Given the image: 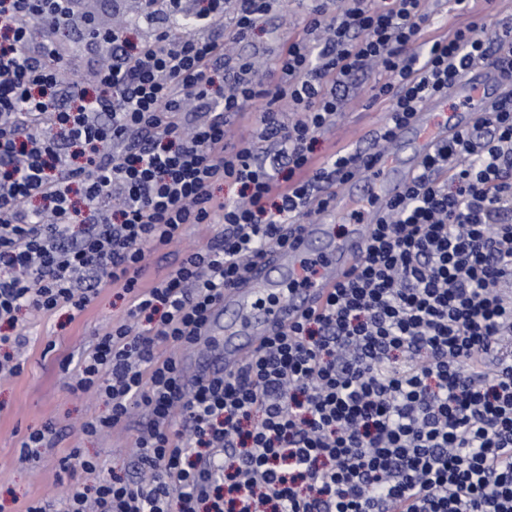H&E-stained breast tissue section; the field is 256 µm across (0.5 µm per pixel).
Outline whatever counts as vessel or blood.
<instances>
[{"mask_svg":"<svg viewBox=\"0 0 512 512\" xmlns=\"http://www.w3.org/2000/svg\"><path fill=\"white\" fill-rule=\"evenodd\" d=\"M452 90L459 97L477 99L479 109L485 110L502 96L503 80L496 67L486 65L475 69L472 78L457 81ZM445 102L442 95L432 98L398 130L397 144L413 145L410 158L396 153L370 158L369 166L377 174L373 188L378 203L364 213L362 223L351 226L345 238L335 239L329 228L354 207L357 183L353 180L337 188L312 223L298 225L289 244L258 259L244 281L225 289L223 302L214 308L199 340L196 356L188 360L195 378L236 373L265 336L288 327L304 311L319 305L329 289L346 277L362 252L369 225L403 193L423 158L472 124V113L447 112ZM315 260L320 263V273L306 279L305 270Z\"/></svg>","mask_w":512,"mask_h":512,"instance_id":"1","label":"vessel or blood"}]
</instances>
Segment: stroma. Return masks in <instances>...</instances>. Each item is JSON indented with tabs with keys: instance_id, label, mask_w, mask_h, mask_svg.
<instances>
[{
	"instance_id": "35a3bbf8",
	"label": "stroma",
	"mask_w": 512,
	"mask_h": 512,
	"mask_svg": "<svg viewBox=\"0 0 512 512\" xmlns=\"http://www.w3.org/2000/svg\"><path fill=\"white\" fill-rule=\"evenodd\" d=\"M305 10V0H277L251 38L235 44L234 55L268 65L288 38L300 33ZM385 116L384 106L370 103L366 93H359L344 105L335 126L319 135L317 155L326 157L341 147L370 148ZM220 230L217 224L184 225L179 241L167 252L147 257L146 281L174 270L186 246L206 244ZM127 307L116 289L107 288L76 317L65 309L44 317L21 316L14 332L29 339L24 371L0 380V512H23L37 500L59 501L70 481L62 460L76 448L96 459L102 471L115 468L128 479L137 478L140 465L134 438L143 421L141 413L133 412L122 426L104 435L80 434V423L106 415L108 407L93 393L72 391L60 367L64 358L79 357L112 322L123 319ZM49 421L58 431L54 447L41 450L31 461L19 462L22 436Z\"/></svg>"
}]
</instances>
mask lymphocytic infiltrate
<instances>
[{
    "label": "lymphocytic infiltrate",
    "instance_id": "1",
    "mask_svg": "<svg viewBox=\"0 0 512 512\" xmlns=\"http://www.w3.org/2000/svg\"><path fill=\"white\" fill-rule=\"evenodd\" d=\"M182 2L144 0L152 34L134 41L74 0H0V325L120 289L126 317L73 387L109 407L85 435L147 414L134 445L152 474L105 477L76 449L66 496L25 512H512V92L424 159L324 305L239 373L191 383L166 352L195 346L225 288L362 175L364 151L315 154L360 81L387 107L375 144L389 146L470 66L512 81V20L484 37L453 0L460 24L428 39L426 0H310L259 80L224 50L275 0H234L229 21L224 0ZM63 31L103 57L91 79L65 81ZM251 103L255 139L230 137ZM216 223L143 286L148 254Z\"/></svg>",
    "mask_w": 512,
    "mask_h": 512
}]
</instances>
